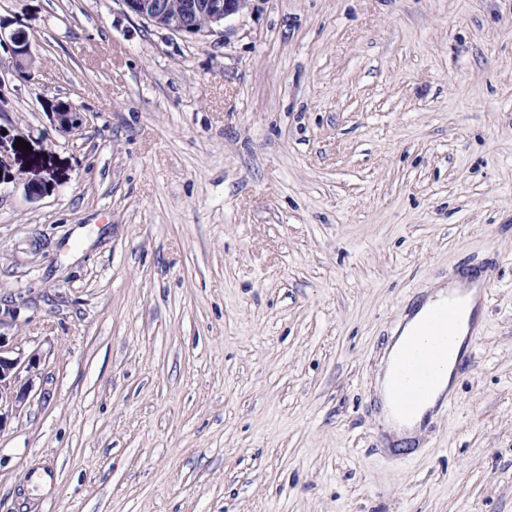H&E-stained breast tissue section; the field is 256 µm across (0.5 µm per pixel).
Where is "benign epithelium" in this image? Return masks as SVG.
<instances>
[{
  "instance_id": "obj_1",
  "label": "benign epithelium",
  "mask_w": 512,
  "mask_h": 512,
  "mask_svg": "<svg viewBox=\"0 0 512 512\" xmlns=\"http://www.w3.org/2000/svg\"><path fill=\"white\" fill-rule=\"evenodd\" d=\"M127 11L146 23L178 34H196L195 18L200 13L209 17L207 31L224 24L231 17L241 13L249 0H184L178 9H173L167 0H121ZM13 64L25 68L34 61L31 42L20 31L10 35ZM52 120L55 128L64 133L81 130L84 118L79 112H54ZM26 195L38 198L54 189L52 181L44 178L28 177L24 181ZM34 357L10 345L8 337L0 334V430L8 419L17 415L33 388L32 370Z\"/></svg>"
}]
</instances>
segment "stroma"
I'll list each match as a JSON object with an SVG mask.
<instances>
[{"label": "stroma", "instance_id": "obj_1", "mask_svg": "<svg viewBox=\"0 0 512 512\" xmlns=\"http://www.w3.org/2000/svg\"><path fill=\"white\" fill-rule=\"evenodd\" d=\"M0 25L34 54L0 41V334L38 363L0 512H512V0H251L204 37L0 0ZM472 263L474 355L391 461L380 351ZM12 42V59L17 68H26L34 61L31 42L28 36L20 31H14L10 35Z\"/></svg>", "mask_w": 512, "mask_h": 512}]
</instances>
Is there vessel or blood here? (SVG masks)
Here are the masks:
<instances>
[{
  "label": "vessel or blood",
  "instance_id": "obj_1",
  "mask_svg": "<svg viewBox=\"0 0 512 512\" xmlns=\"http://www.w3.org/2000/svg\"><path fill=\"white\" fill-rule=\"evenodd\" d=\"M486 297L487 289L482 285L471 297L447 294L428 308L417 331L402 337L387 379V404L397 424L408 425L419 416L432 418L429 405L448 361L456 354L455 330L463 326L468 335L478 334L479 307Z\"/></svg>",
  "mask_w": 512,
  "mask_h": 512
}]
</instances>
